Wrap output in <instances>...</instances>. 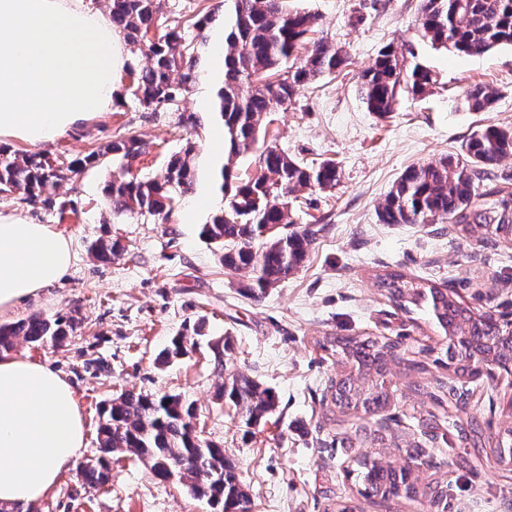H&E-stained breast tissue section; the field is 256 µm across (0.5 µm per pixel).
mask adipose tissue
I'll return each mask as SVG.
<instances>
[{"instance_id": "ef3b65f1", "label": "adipose tissue", "mask_w": 512, "mask_h": 512, "mask_svg": "<svg viewBox=\"0 0 512 512\" xmlns=\"http://www.w3.org/2000/svg\"><path fill=\"white\" fill-rule=\"evenodd\" d=\"M127 60L92 0H0V141L45 145L111 109ZM73 259L49 225L0 216V315L60 280ZM84 447L70 383L40 362L0 357V504L34 506Z\"/></svg>"}]
</instances>
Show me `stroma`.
<instances>
[{
	"instance_id": "obj_1",
	"label": "stroma",
	"mask_w": 512,
	"mask_h": 512,
	"mask_svg": "<svg viewBox=\"0 0 512 512\" xmlns=\"http://www.w3.org/2000/svg\"><path fill=\"white\" fill-rule=\"evenodd\" d=\"M318 15L316 37L342 46L345 66L301 88L288 108H275L267 139L306 163L335 160L333 189L303 188L292 196L296 227L319 232L299 269L265 295L241 294L243 280L224 268L199 236L208 213L223 207L215 175L224 161L221 125L208 112L210 88L188 94L185 109L200 112V127L180 126L175 112H140L125 101L80 124L43 153L70 161L109 141L136 134L162 146L144 156L141 174L158 172L164 156L193 145L197 182L171 219L116 217L104 193L115 168L109 161L49 189L78 200L79 217L34 209L0 196V214L51 225L67 239L76 261L63 278L0 317L10 324L32 315L78 310L81 323L64 345L18 342L15 355L46 364L73 385L85 427L84 458L97 453L102 402L127 390L178 394L194 401L202 437L222 446L248 494V512H437L428 494L381 502L360 494L349 478L362 454L394 465L417 466L422 484L448 485L447 512H512V466L496 445L508 417L512 377L495 373L458 381L468 392L467 413L482 433L470 447L447 423L427 432L420 424L448 398V373L433 367L448 340L423 314L398 309L374 285L383 267L449 285L481 311L512 310V244L485 230L459 237L451 224H382L377 209L410 167L461 152L477 129L512 127V47L482 55L434 48L417 25L420 0H292ZM413 52L436 83L419 99L401 97L379 118L356 91L358 74L386 45ZM481 83L497 92L486 112L470 110L466 90ZM119 238L124 251L110 262L89 247ZM204 320V335L189 354L160 368L158 352L172 336ZM334 336L374 337L398 344L400 359L387 377L393 399L370 420L343 415L330 400L336 357L320 348ZM229 338L223 367L209 340ZM427 371H420V364ZM247 374L278 397L275 415L247 435L233 408L215 393L226 374ZM33 512H209L178 481L162 482L137 459L112 464L103 487L84 485L77 468L61 473Z\"/></svg>"
}]
</instances>
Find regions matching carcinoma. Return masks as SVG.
I'll return each mask as SVG.
<instances>
[{
  "label": "carcinoma",
  "instance_id": "obj_1",
  "mask_svg": "<svg viewBox=\"0 0 512 512\" xmlns=\"http://www.w3.org/2000/svg\"><path fill=\"white\" fill-rule=\"evenodd\" d=\"M227 19L219 33L224 46L206 50L204 31L213 22L207 14L188 27L159 24L161 0H107L112 25L136 47L147 64L126 65L131 95L141 112H178L179 124L200 125L195 112H180V103L198 84L213 86L210 111L219 114L224 128L225 163L218 174L224 208L201 224L200 236L220 251L224 267L245 278L243 291L265 294L287 280L304 262L315 229H290L294 223L290 197L301 188L332 189L339 172L336 162L305 164L274 146L255 161L252 173H234L232 162L244 156L266 134L267 115L276 106L289 105L297 91L316 79L336 72L346 53L320 38L313 40L318 17L293 11L288 0H227ZM423 36L435 47L451 48L466 55H481L501 45L512 46V0H421L417 17ZM304 50L303 58L297 52ZM435 83L432 72L391 45L379 51L374 64L362 71L357 92L370 112L384 116L394 111L401 96H425ZM496 92L474 84L465 102L475 111L492 107ZM154 144L135 135L114 140L99 151L71 161L59 169L42 153L18 154L0 146V193L18 196L29 206L41 204L60 215L78 214L72 198L42 197L47 186L70 179L106 157L118 167L105 192L115 215H150L170 219L177 197L191 193L196 173L190 156L193 148L168 156L160 171L146 179L132 175L135 162L153 150ZM512 155V128L495 125L474 132L462 151L407 169L394 183L377 209L381 224H430L438 218L466 236L477 228L492 227L504 238L512 237V172L500 169ZM493 180L490 199L480 208L472 205L475 183ZM277 230L266 234L272 227ZM123 251L117 239H99L91 253L110 262ZM376 287L407 314L426 313L444 332L468 336L464 352H447L460 375L467 374L472 359L512 358V341L496 335L487 314L459 300L452 289L427 279L412 278L396 269L373 274ZM79 324L74 315L54 319L40 315L0 326V356L10 354L19 339L32 345L59 346ZM202 325L192 335L175 336L156 357L168 366L188 353L201 336ZM338 362L355 366L336 379L333 402L341 414H374L385 409L390 393L385 376L394 360L395 346L372 339L337 336L330 341ZM217 398L233 406L248 426L266 421L276 410L275 392L254 378L233 373L224 379ZM197 406L176 394H144L127 390L106 401L97 429L98 455L79 466V475L91 487L109 481L112 456L127 454L148 460L152 475L161 482L176 479L210 512L244 509L247 499L233 463L224 448L203 438L192 425ZM357 478L368 497L412 498L420 492L419 479L408 481L405 470L381 466L373 460L359 462Z\"/></svg>",
  "mask_w": 512,
  "mask_h": 512
}]
</instances>
